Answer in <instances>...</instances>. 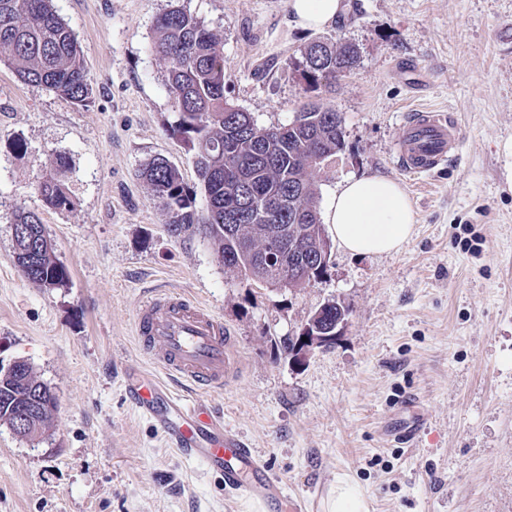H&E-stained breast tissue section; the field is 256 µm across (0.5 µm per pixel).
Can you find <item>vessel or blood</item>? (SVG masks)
I'll list each match as a JSON object with an SVG mask.
<instances>
[{"label":"vessel or blood","mask_w":512,"mask_h":512,"mask_svg":"<svg viewBox=\"0 0 512 512\" xmlns=\"http://www.w3.org/2000/svg\"><path fill=\"white\" fill-rule=\"evenodd\" d=\"M461 137L452 115L412 110L395 141L396 165L407 174L433 175L456 153ZM134 332L163 377L134 372L127 398L170 447L221 475L225 490L262 502L268 512H281L288 499L282 478L225 428L202 398L223 387L237 369L223 320L199 300L157 290L140 303ZM181 382L194 386L196 396L174 393L172 384Z\"/></svg>","instance_id":"1"}]
</instances>
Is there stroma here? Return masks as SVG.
<instances>
[{
    "label": "stroma",
    "instance_id": "1",
    "mask_svg": "<svg viewBox=\"0 0 512 512\" xmlns=\"http://www.w3.org/2000/svg\"><path fill=\"white\" fill-rule=\"evenodd\" d=\"M344 2V21L321 33L295 27L288 0L187 2L222 41L228 99L258 126L288 123L311 99L341 112L343 148L312 174L319 209L373 175L411 200L399 250L334 246L325 275L292 292L226 273L200 234L172 235L138 177L163 156L198 186L150 49L172 0H52L90 73L87 105L0 63V366L26 360L59 404L41 440L0 424V512H264L169 448L125 396L131 370H155L133 320L157 288L200 300L230 330L239 371L205 398L299 512H329L341 479L368 512H512V43L496 42L512 0ZM320 36L354 45L358 61L335 90L309 92L290 59ZM419 107L462 128L458 156L428 177L392 159ZM59 157L64 211L35 192ZM20 208L39 214L64 286L23 276ZM330 299L349 309L336 342L289 362L275 337ZM408 397L427 418L414 448L387 432Z\"/></svg>",
    "mask_w": 512,
    "mask_h": 512
}]
</instances>
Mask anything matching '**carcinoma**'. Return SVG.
Wrapping results in <instances>:
<instances>
[{"label":"carcinoma","instance_id":"obj_1","mask_svg":"<svg viewBox=\"0 0 512 512\" xmlns=\"http://www.w3.org/2000/svg\"><path fill=\"white\" fill-rule=\"evenodd\" d=\"M152 51L166 64L167 87L178 114L177 129L197 149L196 168L204 206L182 180L179 169L155 157L139 170L167 216L170 232L202 233L217 245L224 270L274 287L289 261L298 269L288 290L304 288L325 273L319 244L325 234L308 171L321 166L344 144L341 113L314 103L275 128L257 125L250 113L224 95V52L217 36L183 4L167 10L155 25ZM0 53L3 63L31 85L42 86L78 104L88 102L91 77L73 32L56 14L52 0H0ZM358 52L352 45L313 40L300 50L293 66L307 89L332 88L351 73ZM43 203L56 210L72 207L68 186L52 174L36 184ZM239 216L228 231L226 219ZM13 224L46 237L38 214L16 211ZM295 225L293 236L306 249L305 260L288 248L267 247L268 237ZM18 266L25 278L42 288L68 280L67 267L53 248L41 249L30 237L14 238ZM348 309L335 301L320 305L309 317L324 334L345 320ZM49 399L47 386L9 379L0 386V422L12 425L18 407Z\"/></svg>","mask_w":512,"mask_h":512}]
</instances>
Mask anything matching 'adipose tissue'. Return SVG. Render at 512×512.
<instances>
[{
	"mask_svg": "<svg viewBox=\"0 0 512 512\" xmlns=\"http://www.w3.org/2000/svg\"><path fill=\"white\" fill-rule=\"evenodd\" d=\"M292 21L304 30L333 26L343 0H288ZM326 221L336 240L356 255L398 250L413 233V210L401 185L385 176L353 178L331 201Z\"/></svg>",
	"mask_w": 512,
	"mask_h": 512,
	"instance_id": "adipose-tissue-1",
	"label": "adipose tissue"
}]
</instances>
